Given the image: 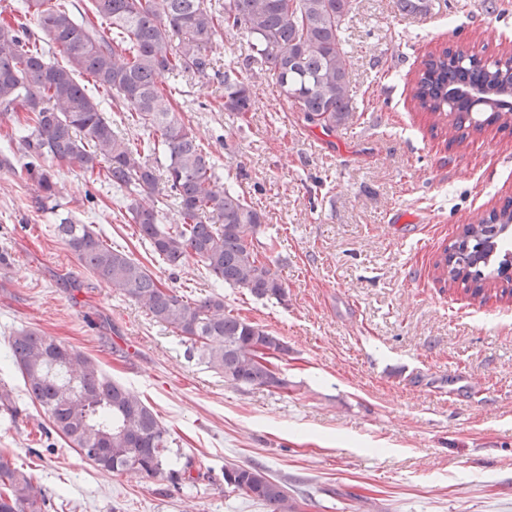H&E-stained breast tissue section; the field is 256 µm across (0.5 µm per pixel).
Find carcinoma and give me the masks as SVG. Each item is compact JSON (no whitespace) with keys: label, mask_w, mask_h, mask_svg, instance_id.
Listing matches in <instances>:
<instances>
[{"label":"carcinoma","mask_w":512,"mask_h":512,"mask_svg":"<svg viewBox=\"0 0 512 512\" xmlns=\"http://www.w3.org/2000/svg\"><path fill=\"white\" fill-rule=\"evenodd\" d=\"M353 0H224L216 10L202 0H21L24 21L0 22V117L25 132L21 173L41 202L60 194L45 165H76L127 191L126 210L142 240L170 267L201 262L215 280L257 299L287 301L273 270L278 242L259 240L263 215L222 183L216 162L175 104L180 90L159 86L164 73L206 77L218 34L250 39L249 57L269 73L280 94L304 121L327 134L351 117L350 62L345 25ZM57 46L63 61L47 58ZM122 103L127 118L146 134L134 145L113 128L101 101L82 82ZM482 94L486 116H472ZM431 128L461 144L485 124L512 126V57L484 63L463 47L444 48L422 62L413 89ZM249 82L224 74V111L239 118L252 111ZM163 153L164 170L152 156ZM170 199L179 222L164 223L159 203ZM512 200L476 224H466L443 250L440 278L462 281L472 296L488 292L483 268L512 266L505 246ZM57 235L102 284L144 308L153 320L183 337L199 358L236 387L288 391L278 361L288 344L262 326L233 314L224 296L195 299L164 286L141 263L108 244L86 224L66 216ZM27 392L48 415L55 432L101 470H137L150 477L194 481L192 462L171 467L170 434L151 407L129 388L105 377L81 351L52 336L22 330L8 338ZM224 484L268 512H297L283 481L254 465L224 468ZM44 490L14 459L0 452V512H45Z\"/></svg>","instance_id":"obj_1"}]
</instances>
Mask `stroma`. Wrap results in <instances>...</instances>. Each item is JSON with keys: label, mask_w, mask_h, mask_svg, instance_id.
I'll use <instances>...</instances> for the list:
<instances>
[{"label": "stroma", "mask_w": 512, "mask_h": 512, "mask_svg": "<svg viewBox=\"0 0 512 512\" xmlns=\"http://www.w3.org/2000/svg\"><path fill=\"white\" fill-rule=\"evenodd\" d=\"M345 35L353 112L331 135L306 127L269 75L243 70L240 34L219 35L213 71L184 78L178 98L223 181L277 238L282 304L218 287L195 260L164 264L121 193L79 167L58 169L60 195L40 204L18 176V141L0 131V385L21 408L0 413V450L45 489L47 512H267L226 488L231 463L281 478L299 512H512V296L474 298L436 267L462 225L512 199V128L452 145L413 101L430 52L512 53V0H428L418 14L355 0ZM234 68L252 84L244 123L222 107ZM67 215L166 286L222 291L234 313L286 341L288 390L225 382L98 282L55 232ZM23 329L82 351L145 398L199 479L113 475L82 460L9 361L8 338Z\"/></svg>", "instance_id": "35a3bbf8"}]
</instances>
